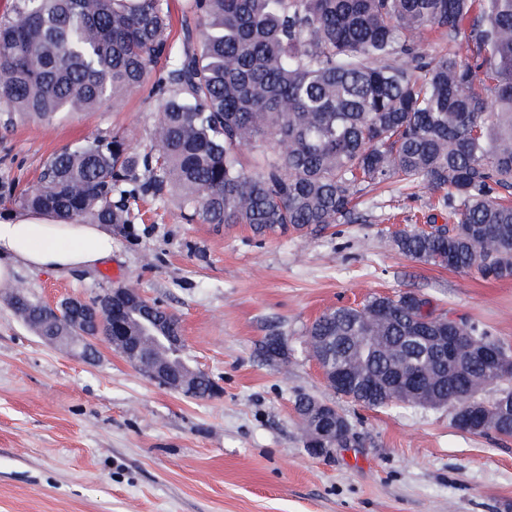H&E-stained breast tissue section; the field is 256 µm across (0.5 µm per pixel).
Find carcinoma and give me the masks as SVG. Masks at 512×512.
<instances>
[{
  "instance_id": "1",
  "label": "carcinoma",
  "mask_w": 512,
  "mask_h": 512,
  "mask_svg": "<svg viewBox=\"0 0 512 512\" xmlns=\"http://www.w3.org/2000/svg\"><path fill=\"white\" fill-rule=\"evenodd\" d=\"M178 41L169 0H11L0 16V123H51L115 109L159 71L152 153L95 135L52 154L24 209L83 224H126V198L178 194L189 222L245 224L257 236L347 221L370 186L422 185L454 210L449 233L399 230L403 254L487 280L512 279V0H187ZM431 30L448 49L425 55ZM468 31L470 53L451 43ZM256 151L246 167L242 154ZM429 300L405 292L324 312L307 335L331 338L325 365L360 360L352 399L411 405L377 380L430 370ZM385 305L383 323L365 310ZM390 336L394 354L365 348ZM491 374L444 366L439 389L462 401ZM454 424L480 435L461 409Z\"/></svg>"
}]
</instances>
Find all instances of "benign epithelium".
Segmentation results:
<instances>
[{
    "label": "benign epithelium",
    "mask_w": 512,
    "mask_h": 512,
    "mask_svg": "<svg viewBox=\"0 0 512 512\" xmlns=\"http://www.w3.org/2000/svg\"><path fill=\"white\" fill-rule=\"evenodd\" d=\"M159 305L147 300L133 288H111L92 301L70 297L59 303H38L35 308L37 319L29 323L46 344L65 346L78 352L85 360H92L98 354L100 341L122 352L123 357L143 371L149 378L165 389L186 397L198 396L197 387L200 373L186 364L175 367L161 360L150 359L145 337L140 334V325L131 321L129 314L138 311L152 320V328L174 352L183 348L181 328L154 319ZM447 336H437L442 356L457 366L471 359H480L493 368V373L502 379L512 376V359L504 348L485 346L468 336L461 335L455 327L456 320L446 319ZM327 384L337 393L349 389L351 374L347 371L322 369ZM430 374L424 378L404 379L395 376V386L400 396L418 405L439 408L448 405V400L432 394L427 383ZM486 383L480 382L461 404L480 421L499 416L498 405L483 395ZM311 427L308 453L314 457H328L333 449L328 447L333 432L348 430L347 418L331 404L313 403L300 410Z\"/></svg>",
    "instance_id": "benign-epithelium-1"
}]
</instances>
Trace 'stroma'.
Returning <instances> with one entry per match:
<instances>
[{"instance_id": "1", "label": "stroma", "mask_w": 512, "mask_h": 512, "mask_svg": "<svg viewBox=\"0 0 512 512\" xmlns=\"http://www.w3.org/2000/svg\"><path fill=\"white\" fill-rule=\"evenodd\" d=\"M154 98L131 93L50 126L0 128V217L54 152L96 134L149 151ZM425 188L363 194L352 221L254 236L187 222L176 198H128L112 257L71 272L19 267L0 288V512H512V439L457 428L452 407L368 408L325 383L306 348L325 311L412 291L512 347V280L485 281L418 261L394 231L451 224ZM137 289L176 315L187 365L221 387L191 399L164 389L108 344L95 360L50 346L14 314L36 300H94ZM282 336L288 355L263 356ZM336 406L358 442L308 454L294 399Z\"/></svg>"}]
</instances>
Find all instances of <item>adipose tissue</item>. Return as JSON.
<instances>
[{"instance_id":"ef3b65f1","label":"adipose tissue","mask_w":512,"mask_h":512,"mask_svg":"<svg viewBox=\"0 0 512 512\" xmlns=\"http://www.w3.org/2000/svg\"><path fill=\"white\" fill-rule=\"evenodd\" d=\"M112 256V234L100 224L65 222L24 211L0 218V285L18 265L68 272L96 266Z\"/></svg>"}]
</instances>
